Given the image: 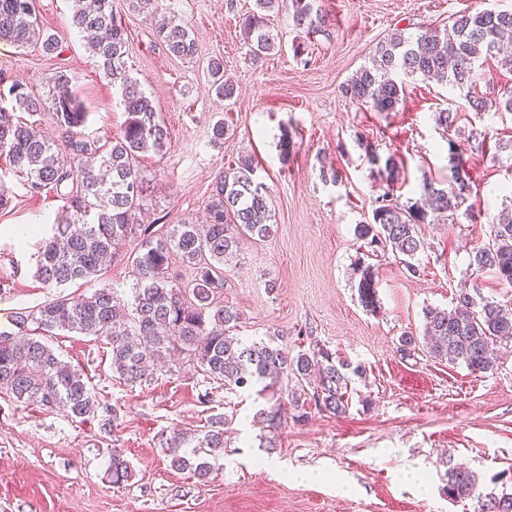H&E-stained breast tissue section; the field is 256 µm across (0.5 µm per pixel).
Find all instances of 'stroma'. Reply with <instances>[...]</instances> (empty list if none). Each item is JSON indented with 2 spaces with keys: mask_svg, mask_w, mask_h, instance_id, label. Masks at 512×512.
Masks as SVG:
<instances>
[{
  "mask_svg": "<svg viewBox=\"0 0 512 512\" xmlns=\"http://www.w3.org/2000/svg\"><path fill=\"white\" fill-rule=\"evenodd\" d=\"M331 16L322 32L295 29L286 11L271 12L280 49L253 59L241 20L254 0H158L187 21L197 53L172 56L153 24L113 0L127 31V71L138 79L165 123L170 149L146 154L145 224H197L216 176L239 156L254 159V179L273 213L264 240H247L224 266L219 300L237 311L231 335L244 341L282 339L290 352L316 343L362 373L350 385L345 416L311 410L287 420L276 447L260 445L254 421L265 406L255 389L225 390L193 364L164 361L134 386L112 375L110 350L92 336L62 332L49 345L82 369L99 411L82 422L0 397V512H472L470 501L448 499L449 464L476 471L485 493L512 492V353L498 369L471 372L418 351L403 355L402 336H421L426 309H449L460 286L512 304V286L471 266L498 215L512 208V163L496 154L512 138V112L476 113L460 91L421 78L407 80L397 111L351 103L341 87L368 63L394 29L418 33L444 27L451 15L512 7V0H320ZM45 29L62 41L61 56L0 40V75L43 98V77L66 70L83 102L85 137L107 146L126 120L118 88L104 78L71 26V0H36ZM220 59L234 95L218 101L207 66ZM458 112L454 128L437 109ZM229 131L211 139L216 118ZM487 136L472 152V131ZM291 154L280 158V142ZM401 162L396 194L420 197L424 178L449 184L450 151L467 158L473 212L457 223L419 225L425 248L421 276L410 277L392 254L365 256L354 229L370 218L384 183L368 163L365 144ZM11 198L0 209V330L16 312L45 302L52 291L34 276L43 233L61 214L55 193L31 195L24 176L0 157ZM366 258L376 280L377 307L359 298L354 263ZM224 416L220 467L198 481L170 466L165 442L173 430L203 434ZM121 450L133 470L123 485L106 469ZM317 481H305L308 473Z\"/></svg>",
  "mask_w": 512,
  "mask_h": 512,
  "instance_id": "35a3bbf8",
  "label": "stroma"
}]
</instances>
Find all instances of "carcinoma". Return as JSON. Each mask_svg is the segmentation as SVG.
I'll list each match as a JSON object with an SVG mask.
<instances>
[{"label": "carcinoma", "mask_w": 512, "mask_h": 512, "mask_svg": "<svg viewBox=\"0 0 512 512\" xmlns=\"http://www.w3.org/2000/svg\"><path fill=\"white\" fill-rule=\"evenodd\" d=\"M72 26L99 69L119 88L127 119L120 135L102 150L82 135L87 118L83 103L62 71L47 77V97L61 143L42 137L17 111L35 112L40 103L18 82L0 79V156L26 175L29 191H53L62 199V214L42 242L36 276L53 294L42 305L15 313L12 329L0 331V394L19 404L36 403L46 410L66 409L82 422L97 416L98 406L84 373L59 359L47 337L67 330L106 341L111 349L112 374L125 384L149 376V362L171 355L184 356L206 377L227 389L261 386L269 407L256 412L265 424V447H277L290 404L296 420L307 417L309 405L336 416L349 409L350 375L363 371L336 354L314 346L292 355L272 342L245 343L224 335V327L238 322L236 312L215 304L224 288L222 265L237 254L243 241L264 239L271 233V205L255 184L253 158L242 155L235 167L220 173L205 202L202 224H175L165 230L144 224L140 215L147 198L146 180L138 167L141 157L169 145L151 99L125 69L127 33L113 10L112 0H72ZM283 7L295 27L308 31L327 26L328 15L317 0H255V9L242 19L245 43L256 56L276 48L267 12ZM157 39L172 55L192 59L197 45L187 23L162 18L155 23ZM0 39L18 48L37 45L48 54L62 52L58 37L43 28L36 0H0ZM512 8L462 12L450 18L448 29L423 28L416 35L395 29L382 41L370 65L341 87L343 96L376 112H395L403 100L406 79L422 76L463 90L475 85L479 61L488 56L512 71ZM211 88L222 101L231 98L233 85L224 81L223 65L208 63ZM479 113L496 106L512 112V90L494 98L469 99ZM368 161L378 167L387 192L376 200L372 218L356 225L357 239L375 254L391 251L402 257L407 271L421 273L415 263L425 243L417 225L428 217L455 222L469 214L472 182L467 159L449 152L452 184L432 179L420 186V199L404 205L394 198L399 178L395 156L381 159L364 146ZM132 247L131 300L103 285L87 295H72L60 288L78 280L101 278L106 262L120 249ZM180 255L192 266L191 285L169 272L171 257ZM470 264L495 271L500 282L512 286V212L500 214L488 241L472 253ZM358 283L362 304L376 309L372 266L361 265ZM428 353L450 363L461 362L471 371L495 369L494 350L512 342V307L461 287L451 310L425 312ZM294 390H288L289 384ZM289 402H284L286 393ZM224 425L217 418L195 441L177 431L166 439L171 466L207 479L215 465L206 454L224 448ZM107 478L119 486L131 478V468L120 453H112ZM446 494L451 500H474L476 512H512V493L482 494L478 475L464 467L448 468Z\"/></svg>", "instance_id": "1"}]
</instances>
